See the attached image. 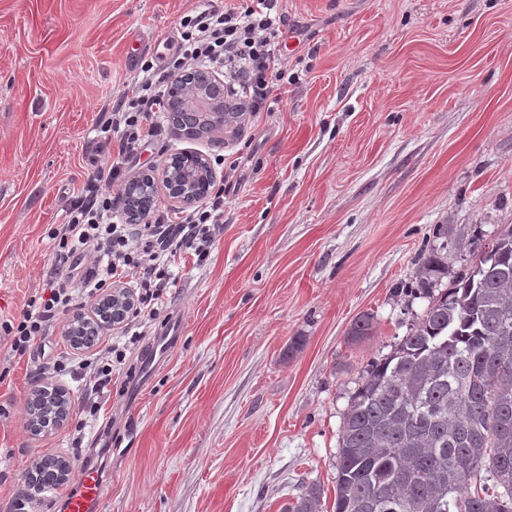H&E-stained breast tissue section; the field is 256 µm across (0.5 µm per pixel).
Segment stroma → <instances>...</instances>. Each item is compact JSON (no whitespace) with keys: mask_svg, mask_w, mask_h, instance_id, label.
Masks as SVG:
<instances>
[{"mask_svg":"<svg viewBox=\"0 0 512 512\" xmlns=\"http://www.w3.org/2000/svg\"><path fill=\"white\" fill-rule=\"evenodd\" d=\"M242 0H0V321L19 318L53 260L68 200L119 162L112 106L144 61L165 66L184 17ZM284 21L265 111L225 143L186 137L167 113L122 170L160 183L175 154L207 157L224 185L206 260L171 257L158 319L128 346L99 414L79 371L47 364L79 296L44 344L0 342V512L24 468L99 466L102 512H281L306 486L334 512L340 429L370 365L421 317L411 294L439 224H512V0H277ZM373 314L376 331L348 332ZM184 334L151 377L142 353ZM65 389L70 414L32 434L34 387ZM182 332V324L178 319H174L171 323L167 332L164 336H160L158 340L154 341L151 344L149 351L146 353L144 358L141 361L140 369L141 371L147 370L149 371L151 367L154 365L157 349L160 346V351L162 354H168L172 348H175L179 343V338Z\"/></svg>","mask_w":512,"mask_h":512,"instance_id":"35a3bbf8","label":"stroma"}]
</instances>
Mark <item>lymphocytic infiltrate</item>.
<instances>
[{"label": "lymphocytic infiltrate", "instance_id": "1", "mask_svg": "<svg viewBox=\"0 0 512 512\" xmlns=\"http://www.w3.org/2000/svg\"><path fill=\"white\" fill-rule=\"evenodd\" d=\"M273 0H250L243 12H210L183 18L181 52L170 64L181 71L206 61L235 75L245 98L244 109H265L275 65L274 49L279 25L271 12ZM166 72L143 64L123 95L112 107L110 127L119 136L120 154L131 157L155 134L153 116L164 106ZM117 165L98 169L80 195L70 202L66 222L54 235V263L40 291L32 295L18 321L1 322L0 331L11 341L13 352L24 354L47 336L52 323L73 300L76 279L73 262L90 259L87 282L94 289L129 280L138 294L129 312L132 323L155 319L159 301L171 279L165 255L193 250L205 260L213 242V227L224 208L223 193L209 206L188 213H162L141 224L112 221V195L107 188L119 182ZM125 350L105 346L96 361L82 363L89 395H98L112 381L115 365L123 363Z\"/></svg>", "mask_w": 512, "mask_h": 512}]
</instances>
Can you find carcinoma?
<instances>
[{"label": "carcinoma", "mask_w": 512, "mask_h": 512, "mask_svg": "<svg viewBox=\"0 0 512 512\" xmlns=\"http://www.w3.org/2000/svg\"><path fill=\"white\" fill-rule=\"evenodd\" d=\"M193 153L169 165L198 173ZM146 175L126 210H151ZM467 248V267L441 288L448 256ZM416 288L429 303L393 351L374 363L340 430L335 512H512V224L491 242L436 226L419 258ZM374 315L349 337L374 335ZM315 484L281 512H320Z\"/></svg>", "instance_id": "1"}]
</instances>
